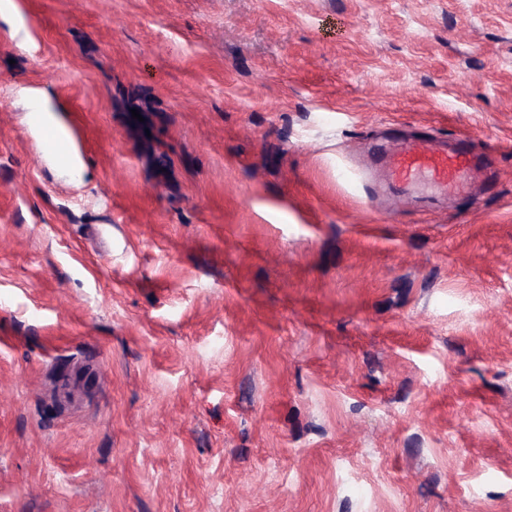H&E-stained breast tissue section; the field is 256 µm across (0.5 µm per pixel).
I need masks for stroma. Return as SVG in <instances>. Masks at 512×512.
<instances>
[{"mask_svg": "<svg viewBox=\"0 0 512 512\" xmlns=\"http://www.w3.org/2000/svg\"><path fill=\"white\" fill-rule=\"evenodd\" d=\"M4 7L0 512H512V0ZM463 155L461 152L452 155L437 153L424 143H412L393 154L392 176L396 181L406 183L427 175L447 187L455 186Z\"/></svg>", "mask_w": 512, "mask_h": 512, "instance_id": "1", "label": "stroma"}]
</instances>
